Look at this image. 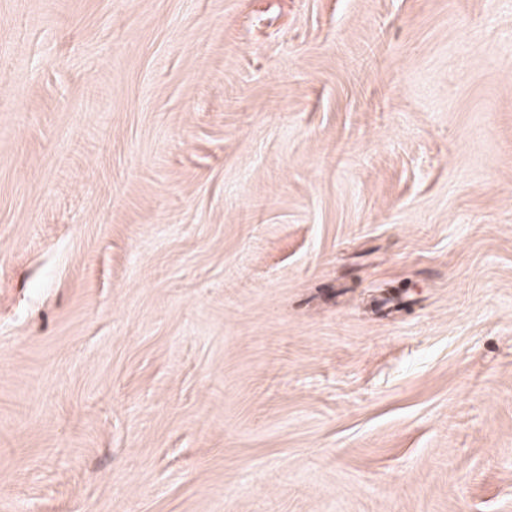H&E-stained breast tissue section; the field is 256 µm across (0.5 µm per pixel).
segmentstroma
Masks as SVG:
<instances>
[{"instance_id": "stroma-1", "label": "stroma", "mask_w": 512, "mask_h": 512, "mask_svg": "<svg viewBox=\"0 0 512 512\" xmlns=\"http://www.w3.org/2000/svg\"><path fill=\"white\" fill-rule=\"evenodd\" d=\"M0 512H512V0H0Z\"/></svg>"}]
</instances>
